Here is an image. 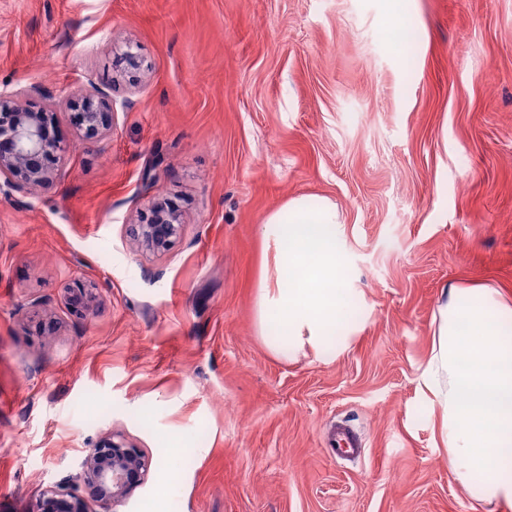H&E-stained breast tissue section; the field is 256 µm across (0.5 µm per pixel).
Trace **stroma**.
<instances>
[{
    "mask_svg": "<svg viewBox=\"0 0 512 512\" xmlns=\"http://www.w3.org/2000/svg\"><path fill=\"white\" fill-rule=\"evenodd\" d=\"M125 41L151 70L110 136L0 195V512L83 492L113 433L151 465L112 512H512L462 491L417 388L450 287L512 299V0H0V92L105 83ZM301 195L350 259L361 329L333 359L256 321L260 226ZM159 199L184 226L153 255L130 229ZM339 420L361 459L328 454ZM74 285L75 288H68L69 296L66 303L73 315L82 318L93 310L98 302L96 287L94 284L84 281H77Z\"/></svg>",
    "mask_w": 512,
    "mask_h": 512,
    "instance_id": "stroma-1",
    "label": "stroma"
}]
</instances>
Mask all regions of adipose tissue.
<instances>
[{"label": "adipose tissue", "mask_w": 512, "mask_h": 512, "mask_svg": "<svg viewBox=\"0 0 512 512\" xmlns=\"http://www.w3.org/2000/svg\"><path fill=\"white\" fill-rule=\"evenodd\" d=\"M339 224L329 199L300 196L262 226L275 279L261 283L257 320L260 330H274L269 346L279 355L305 342L341 344L357 329ZM434 321L419 389L440 413L455 477L474 500L512 504V305L493 288H454Z\"/></svg>", "instance_id": "ef3b65f1"}]
</instances>
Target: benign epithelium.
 I'll use <instances>...</instances> for the list:
<instances>
[{
	"label": "benign epithelium",
	"mask_w": 512,
	"mask_h": 512,
	"mask_svg": "<svg viewBox=\"0 0 512 512\" xmlns=\"http://www.w3.org/2000/svg\"><path fill=\"white\" fill-rule=\"evenodd\" d=\"M115 70L111 85L143 71L137 46L127 42L114 57ZM49 96L37 87L0 94V193L6 197H26L52 182L64 164L70 140L58 127L55 112L58 104L36 105L29 97ZM70 111L74 133L93 143L112 131L117 109L131 107L127 98L118 100L107 89L89 85L63 103ZM180 216L155 204L152 218L133 227V240L145 251L160 255L166 252L182 230ZM98 302L96 287L84 281L69 289L70 312L82 318ZM150 466L146 456L124 436L112 434L88 449L83 460L84 484L91 499L103 508L128 498L142 484ZM36 512H89L87 501L76 493H43Z\"/></svg>",
	"instance_id": "obj_1"
}]
</instances>
